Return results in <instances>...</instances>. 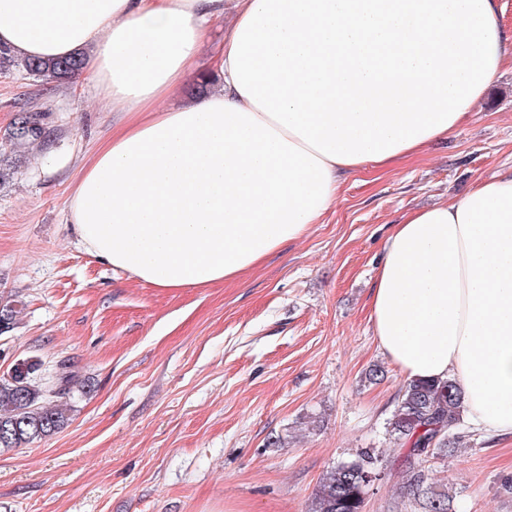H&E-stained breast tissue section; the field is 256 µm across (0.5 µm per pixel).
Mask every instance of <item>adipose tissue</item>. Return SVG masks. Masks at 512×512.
<instances>
[{"instance_id":"ef3b65f1","label":"adipose tissue","mask_w":512,"mask_h":512,"mask_svg":"<svg viewBox=\"0 0 512 512\" xmlns=\"http://www.w3.org/2000/svg\"><path fill=\"white\" fill-rule=\"evenodd\" d=\"M218 17V86L168 106ZM0 45L84 58L118 122L68 222L101 263L169 289L302 238L348 173L447 137L512 59L498 0H0ZM371 320L407 378L454 379L473 426L512 435V168L395 226Z\"/></svg>"}]
</instances>
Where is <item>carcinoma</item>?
I'll list each match as a JSON object with an SVG mask.
<instances>
[{
  "mask_svg": "<svg viewBox=\"0 0 512 512\" xmlns=\"http://www.w3.org/2000/svg\"><path fill=\"white\" fill-rule=\"evenodd\" d=\"M83 66L81 56L17 60L0 47V70L16 67L46 83L69 80ZM46 136L38 118L27 114L18 118L11 132L16 145ZM76 386L85 388L88 383L79 380L68 359L49 366L38 357L18 363L0 379V449L18 448L62 429L68 422L64 400ZM462 412L461 394L454 380L406 382L386 425L395 443L406 448L405 462L415 480L423 479L418 466L425 458L437 451L446 455L455 451L452 429L460 422ZM379 480L376 458L367 451L340 461L324 474L309 512H362L366 496ZM425 508L427 512H449L448 495L431 493Z\"/></svg>",
  "mask_w": 512,
  "mask_h": 512,
  "instance_id": "cac0c4a2",
  "label": "carcinoma"
}]
</instances>
